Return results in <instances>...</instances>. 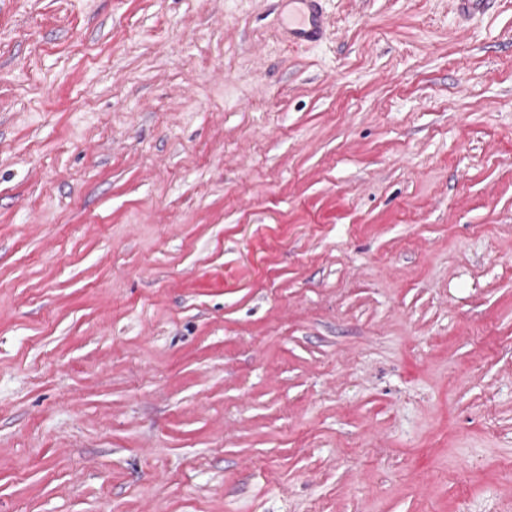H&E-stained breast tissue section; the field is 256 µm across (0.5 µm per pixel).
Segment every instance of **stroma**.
<instances>
[{"instance_id": "1", "label": "stroma", "mask_w": 512, "mask_h": 512, "mask_svg": "<svg viewBox=\"0 0 512 512\" xmlns=\"http://www.w3.org/2000/svg\"><path fill=\"white\" fill-rule=\"evenodd\" d=\"M0 0V512H512V0ZM322 0H308L310 19L309 24L296 32L288 41L295 44L315 43L325 36L324 15L321 7Z\"/></svg>"}]
</instances>
